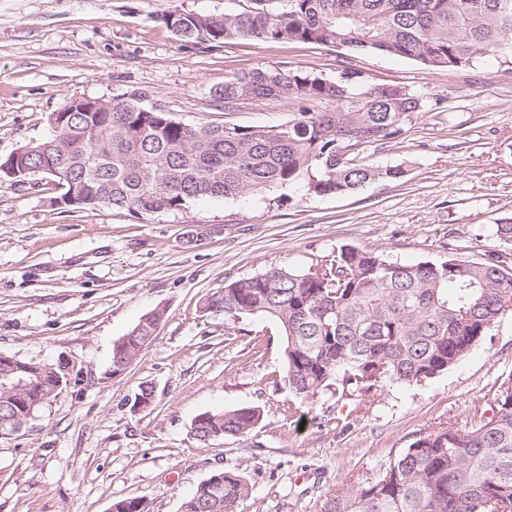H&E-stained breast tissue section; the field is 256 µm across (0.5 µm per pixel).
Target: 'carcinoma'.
Segmentation results:
<instances>
[{"label": "carcinoma", "instance_id": "carcinoma-1", "mask_svg": "<svg viewBox=\"0 0 512 512\" xmlns=\"http://www.w3.org/2000/svg\"><path fill=\"white\" fill-rule=\"evenodd\" d=\"M238 13L169 11L166 26L187 42L215 47L241 38L257 43L340 45L454 70L512 49V0H250ZM355 71L336 79L301 69H254L224 81L214 96L227 110L251 97L286 102L296 116L278 127L182 123L147 95L112 96L109 112L69 113L60 141L22 147L27 176L42 175L68 193V181L45 166L80 159L73 174L93 192L80 208L102 205L137 216L164 215L205 198H235L296 182L314 196L343 195L372 182L397 183L402 167L358 160L360 148L392 143L420 93L395 85L364 89ZM334 103L314 110L316 103ZM107 203H102L101 199ZM205 310L275 320L285 338L288 392L307 400L335 387L338 399L362 404L387 384L429 382L468 356L512 311V266L448 253L440 262L390 260L377 249L342 245L301 269L272 267L208 295ZM159 315L138 322L117 346L137 358L154 340ZM28 381L0 388V433L27 409L38 412L62 390L59 367L39 370L0 355ZM464 427L421 432L376 474L336 489L324 512H512V373ZM256 408L204 413L193 436L209 442L252 430ZM234 470L211 475L182 512H237L249 495Z\"/></svg>", "mask_w": 512, "mask_h": 512}]
</instances>
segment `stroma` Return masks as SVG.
I'll return each mask as SVG.
<instances>
[{"label": "stroma", "mask_w": 512, "mask_h": 512, "mask_svg": "<svg viewBox=\"0 0 512 512\" xmlns=\"http://www.w3.org/2000/svg\"><path fill=\"white\" fill-rule=\"evenodd\" d=\"M247 0H0V158L51 132L49 117L79 97L131 89L186 124L277 127L288 103L214 98L226 78L256 68L329 77L361 71L367 85L399 84L428 107L390 144L360 156L400 166L402 182L344 195L304 184L201 199L140 219L106 206L67 210L50 179L0 178V353L42 364L68 357L78 378L26 428L0 437V512H112L143 499L147 512H181L197 485L226 469L250 493L238 512H324L338 485L372 477L441 423L469 421L512 372V316L465 359L421 384L378 390L370 408L324 393L302 401L283 381V338L264 317L205 312L207 295L273 266L342 244L402 263L477 259L512 248L491 234L512 217V65L488 56L448 71L399 56L309 43L237 39L213 48L175 35L171 10L219 15ZM157 336L123 373L112 348L153 311ZM152 403L133 406L140 386ZM259 408L243 435L206 443L191 432L204 413Z\"/></svg>", "instance_id": "obj_1"}]
</instances>
